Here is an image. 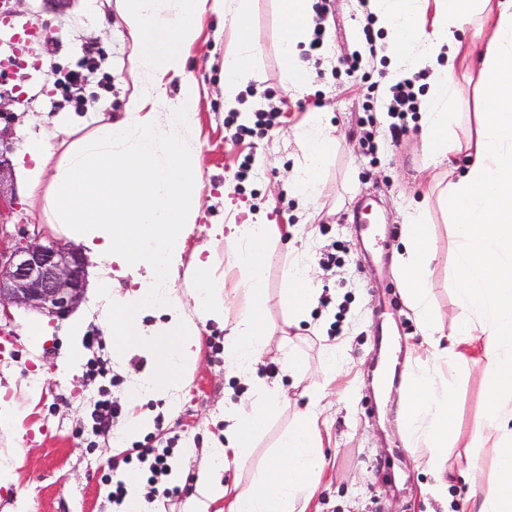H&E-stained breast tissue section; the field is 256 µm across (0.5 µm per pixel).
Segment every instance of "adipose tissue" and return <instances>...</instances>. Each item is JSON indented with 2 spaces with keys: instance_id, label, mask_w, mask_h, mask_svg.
Here are the masks:
<instances>
[{
  "instance_id": "ef3b65f1",
  "label": "adipose tissue",
  "mask_w": 512,
  "mask_h": 512,
  "mask_svg": "<svg viewBox=\"0 0 512 512\" xmlns=\"http://www.w3.org/2000/svg\"><path fill=\"white\" fill-rule=\"evenodd\" d=\"M123 21L138 42L131 65L141 85L125 104L117 122L97 124L74 142L55 168L47 163L54 145L35 135L19 156L28 182L50 179L47 207L65 235L91 255L132 277L138 289L112 305V356L123 359L134 348H147L153 359L143 385L158 397L174 395L182 373L196 363L198 320L224 318L219 280L199 271L186 315L167 286L169 269L182 261L186 225L199 209L197 193L201 157L190 144L197 101L194 80L185 73V50L198 36L207 10L230 14L235 44L224 57V107L249 121L239 102L242 86L254 79L258 46L247 22L251 0H122ZM378 24L391 36L394 77L431 69L433 90L424 111L423 152L427 165H453L465 154L463 174L449 182L438 203L454 226L456 267L453 291L462 311L459 332L442 345L429 303L430 265L427 210L408 215L406 247L400 273L406 296L420 317L426 336L449 367L474 361L487 383L488 400L477 446L493 456V468L471 461L462 477L478 494L468 512H512V0H370ZM285 18L280 39L283 89L301 92L311 75L298 62L313 15V0H279ZM472 31L470 42L459 40ZM479 55L480 99L474 114L475 135L458 148L448 135L451 108L458 94V68ZM182 79L174 100L165 95L166 79ZM294 138L305 161L285 183L302 204L317 203L323 193V169L336 145L321 113H312ZM277 225L256 220L232 224L227 240L234 262L247 272L250 304L237 313L224 337V366L247 374L264 351L265 315L259 303L266 264L265 244ZM315 268L301 261L288 270L286 302L304 317L312 306ZM145 308L164 310L166 322L143 327L137 315ZM451 390L437 386L426 371L415 374L403 404L406 430L414 450L425 458L434 482L431 493L448 501L451 477L442 459L455 437ZM278 407L275 388L263 385L249 403L224 413V447L215 449L201 470L197 486L215 501L225 494L217 480L229 461L245 459L255 437ZM316 407L303 411L279 442L257 480L240 492L228 512H304L323 463Z\"/></svg>"
}]
</instances>
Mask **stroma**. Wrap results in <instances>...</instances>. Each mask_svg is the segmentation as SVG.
I'll use <instances>...</instances> for the list:
<instances>
[{
  "instance_id": "35a3bbf8",
  "label": "stroma",
  "mask_w": 512,
  "mask_h": 512,
  "mask_svg": "<svg viewBox=\"0 0 512 512\" xmlns=\"http://www.w3.org/2000/svg\"><path fill=\"white\" fill-rule=\"evenodd\" d=\"M59 9L45 0H26L23 16L14 21L42 24L52 44L30 43L27 80L13 70H0V89H17L18 101L0 112V129L10 137L0 145L11 162L5 181L19 204L18 224L9 233L25 229L43 241L66 242L52 224L46 207L48 181L31 185L16 167L30 134L50 137L56 155H63L73 140L88 134L87 126L65 131L62 113L82 109L121 119L134 90L130 59L137 45L120 16L117 0H60ZM250 28L260 53L254 62L255 78L240 93V100L278 109V126L261 137L231 140L225 126L221 85L224 56L234 45L231 19L207 12L197 40L186 51L185 72L197 87L198 104L192 142L202 159L198 188L200 209L185 234L182 263L170 272L168 283L185 311H192L190 292L195 269L206 262L211 275L224 285L227 319H234L248 298L243 291L246 272L231 263L229 248L216 235L217 226L240 224L255 215L280 227L266 242L264 309L267 341L256 365L266 381L279 382L287 396L266 428L256 437L247 458L229 464L220 475L227 490L214 502L197 499L195 479L201 462L224 441V410L254 396L255 388L244 377L224 369L223 324L199 323L198 362L183 374V385L174 399L142 393L139 411L150 413L147 435L171 444L181 472L182 493L169 504L156 501L153 486L145 497L152 512H226L231 498L253 479L271 448L287 432L298 412L305 410L311 394H318V428L324 465L305 512H436L429 493L433 477L423 458L413 456L403 431L402 404L412 374L426 369L439 381H450L453 391L454 427L459 439L446 449L449 469L465 468L468 444L481 427L487 388L479 365L471 363L449 371L427 343L423 327L410 309L401 288L398 258L404 251L405 220L410 205L428 203L429 242L435 258L430 267L431 306L445 339L458 331L461 312L451 282L455 273V237L448 215L438 205V194L448 185L447 168L426 167L422 152V115L407 117L409 131L392 141L390 114L379 110L387 95L389 60H368L362 73L349 74L339 62L365 42L367 21L357 0H331L322 56L300 52V62L314 74L310 85L294 95L282 86L279 52L283 18L277 0H252ZM98 56V69L81 91L82 105L67 102L66 74L79 65L85 45ZM50 70H43V60ZM319 101V111L336 138V148L323 172L324 193L317 205L300 208L282 185L303 159L293 130L308 112L305 102ZM375 112H368V105ZM372 129L376 153L363 145L365 129ZM250 161L251 175L239 181L242 161ZM342 241L346 254L333 267L321 265ZM318 266L315 281L318 301L309 319L290 320L283 293L288 269L298 259ZM111 277L112 294H99L94 283ZM91 281L72 318H37L34 312L15 308L0 319V332L15 345L0 354V408L19 412L15 428H0V470L11 480L0 486V512H116L109 503L105 476L122 447L113 439H100L90 430V411L101 390L127 403L152 360L134 349L120 361L112 358V300L132 291L130 278L110 276L109 266L91 259ZM83 324V333L100 337L97 350H83L85 359L100 356L110 369L107 378L87 374L83 363L64 365L70 346L72 319ZM41 320L45 336L27 334L33 320ZM345 349L337 371L324 369L329 346ZM297 354L307 372L297 382L284 366Z\"/></svg>"
}]
</instances>
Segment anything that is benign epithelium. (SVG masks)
<instances>
[{"mask_svg": "<svg viewBox=\"0 0 512 512\" xmlns=\"http://www.w3.org/2000/svg\"><path fill=\"white\" fill-rule=\"evenodd\" d=\"M10 211L0 213V239L14 241L0 246V311L20 307L48 317L68 316L83 300L87 286L88 257L71 243L20 239L4 232Z\"/></svg>", "mask_w": 512, "mask_h": 512, "instance_id": "1", "label": "benign epithelium"}]
</instances>
